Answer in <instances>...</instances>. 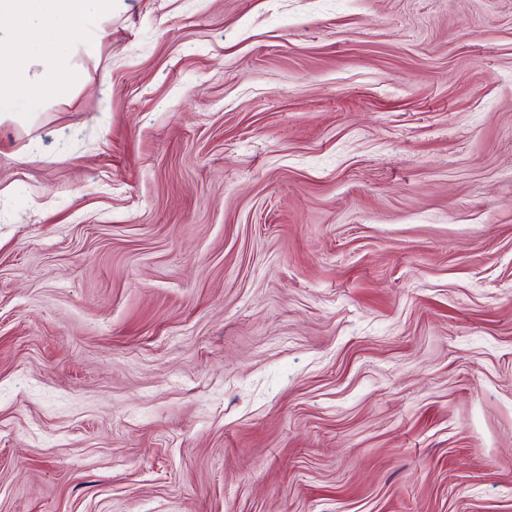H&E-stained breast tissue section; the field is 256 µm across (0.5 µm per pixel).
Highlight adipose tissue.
<instances>
[{"label": "adipose tissue", "mask_w": 512, "mask_h": 512, "mask_svg": "<svg viewBox=\"0 0 512 512\" xmlns=\"http://www.w3.org/2000/svg\"><path fill=\"white\" fill-rule=\"evenodd\" d=\"M117 0H0V120L20 121L41 99L66 97L81 83L72 59L94 55ZM75 37L61 47L56 26Z\"/></svg>", "instance_id": "adipose-tissue-1"}]
</instances>
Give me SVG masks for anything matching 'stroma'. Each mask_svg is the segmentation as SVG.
<instances>
[{"mask_svg": "<svg viewBox=\"0 0 512 512\" xmlns=\"http://www.w3.org/2000/svg\"><path fill=\"white\" fill-rule=\"evenodd\" d=\"M0 123V512H512V0H118Z\"/></svg>", "mask_w": 512, "mask_h": 512, "instance_id": "stroma-1", "label": "stroma"}]
</instances>
